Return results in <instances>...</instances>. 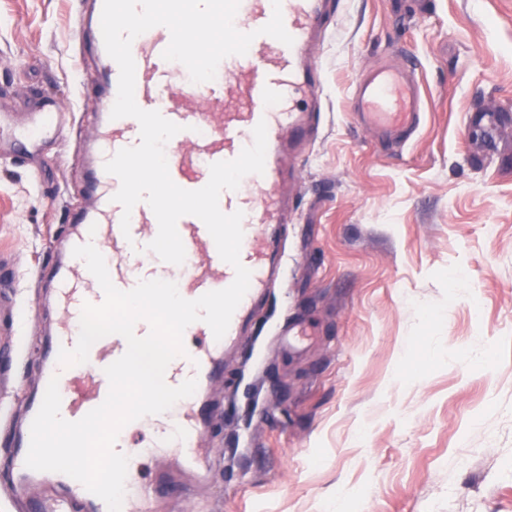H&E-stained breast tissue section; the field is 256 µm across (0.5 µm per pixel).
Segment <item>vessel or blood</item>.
<instances>
[{
    "label": "vessel or blood",
    "instance_id": "obj_1",
    "mask_svg": "<svg viewBox=\"0 0 512 512\" xmlns=\"http://www.w3.org/2000/svg\"><path fill=\"white\" fill-rule=\"evenodd\" d=\"M102 7L103 0H85L76 26L80 54L94 58L99 71L97 83L85 94L81 123L87 132L77 144L85 169L82 201L70 212L66 239L54 247L56 262L38 273L40 282L52 292L43 307L56 318V327L47 340L41 380L46 383L57 379L60 414L69 421L81 419L103 403L109 391L104 370L119 357L117 351L97 344L91 346L86 363L66 368L58 363L61 348H73L77 342L84 303L99 304L104 299L84 261L74 257L75 246L90 242L104 253L111 281L123 291L131 290L139 281L161 277L175 282L182 297L194 300L228 287L235 277L233 267L221 260L204 223L191 215L177 223L186 253L183 264L163 274L130 260L144 226L156 224L157 219L147 203H138L131 214L129 231H122L123 208L113 200L120 181L104 169L106 160L117 151L139 144L140 126L130 117H110L119 68L104 47ZM330 7L331 0H281L284 25L294 39L288 46L259 32L272 16V0H240L234 24L239 31L255 32L256 37L246 54L223 59L214 80L203 83L190 81L183 64L163 59L170 41L166 27H153L132 43L138 106L159 111L182 127L169 140L167 154L170 176L178 186L186 190L202 188L209 180L211 164L235 159L252 144L253 129L261 121L267 125V151L263 174L247 175L246 187L223 191L219 198L223 212L239 210L244 214L240 259L251 271L249 289L222 339H215L210 327L201 321L186 328L190 341L185 345V355L174 360L171 381L178 385L193 378L197 388L155 421L151 442L135 444L133 425L120 430L116 445L129 458L126 496L154 502L172 490L161 475L139 482V461L145 455L170 458L199 480L209 477L204 394L223 376L225 351L236 345L257 304L279 278V241L287 222L288 199L296 190L290 158L314 131V99L320 80L308 64V54L323 31ZM228 82L244 96L243 111H225L224 85ZM354 113L382 136H409L421 118L420 93L410 71L404 67L369 69L356 88ZM68 127L66 107L52 97L40 96L36 110L17 127L8 153L13 156L34 146L59 143ZM43 398V392L35 393L16 433L15 491L27 497L33 487L46 485L82 512H108L99 497L65 474L26 467L31 423Z\"/></svg>",
    "mask_w": 512,
    "mask_h": 512
}]
</instances>
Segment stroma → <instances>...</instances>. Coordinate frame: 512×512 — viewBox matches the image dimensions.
Wrapping results in <instances>:
<instances>
[{
	"label": "stroma",
	"mask_w": 512,
	"mask_h": 512,
	"mask_svg": "<svg viewBox=\"0 0 512 512\" xmlns=\"http://www.w3.org/2000/svg\"><path fill=\"white\" fill-rule=\"evenodd\" d=\"M79 0H0V110L84 108ZM310 60L318 131L297 153L282 280L207 395L211 475L166 512H512V0H338ZM413 61L423 118L384 142L353 115L365 71ZM84 180L71 145L0 161V256L29 308ZM301 335L283 342L279 330ZM52 326L0 310V512L9 434Z\"/></svg>",
	"instance_id": "35a3bbf8"
}]
</instances>
